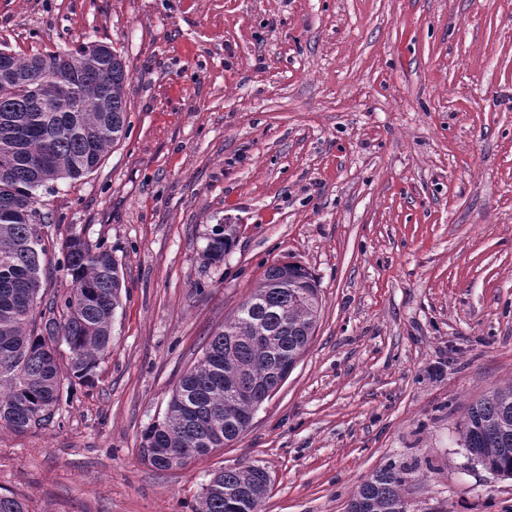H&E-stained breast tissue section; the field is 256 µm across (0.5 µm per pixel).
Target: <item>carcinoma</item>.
Instances as JSON below:
<instances>
[{
  "label": "carcinoma",
  "instance_id": "1",
  "mask_svg": "<svg viewBox=\"0 0 512 512\" xmlns=\"http://www.w3.org/2000/svg\"><path fill=\"white\" fill-rule=\"evenodd\" d=\"M82 41L65 51H10L0 68V426L22 434L53 421L63 370L56 345L69 347L68 372L86 379L112 341L121 305L119 264L102 244L75 236L61 270L72 288L65 319L36 312L43 288L41 256L52 224L36 192L58 180H79L126 137L129 73L118 51L99 57ZM229 238L214 230L203 252L224 261ZM322 309L315 276L304 266L275 263L236 313L209 337L202 356L179 378L162 420L142 434L144 460L177 469L238 436L251 402L264 403L286 379L314 336ZM463 447L486 470L512 478V386L471 404L461 423ZM412 470L390 462L363 481L347 512H408L402 495ZM267 489L261 468L220 471L202 488L195 512H260Z\"/></svg>",
  "mask_w": 512,
  "mask_h": 512
}]
</instances>
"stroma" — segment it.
Here are the masks:
<instances>
[{
	"instance_id": "stroma-1",
	"label": "stroma",
	"mask_w": 512,
	"mask_h": 512,
	"mask_svg": "<svg viewBox=\"0 0 512 512\" xmlns=\"http://www.w3.org/2000/svg\"><path fill=\"white\" fill-rule=\"evenodd\" d=\"M120 50L129 130L41 189L53 245L119 263L112 346L63 377L53 423L0 426L25 512H192L213 474L264 468L261 512H346L387 463L408 512H512L460 423L512 383V0H0V46ZM230 233L223 262L203 250ZM316 277L314 339L235 442L158 470L141 436L266 268Z\"/></svg>"
}]
</instances>
